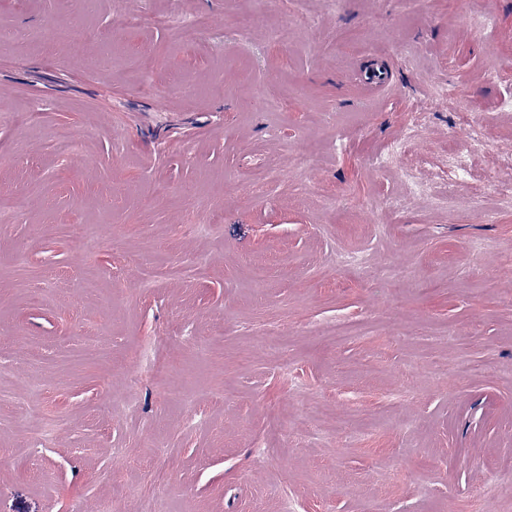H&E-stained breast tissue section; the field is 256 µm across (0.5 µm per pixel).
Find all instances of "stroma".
<instances>
[{
	"label": "stroma",
	"mask_w": 512,
	"mask_h": 512,
	"mask_svg": "<svg viewBox=\"0 0 512 512\" xmlns=\"http://www.w3.org/2000/svg\"><path fill=\"white\" fill-rule=\"evenodd\" d=\"M0 30V512H512V0H0ZM147 22L156 27H164L176 31L178 37L184 41L192 39L199 31L210 26V19L204 17L193 18L187 24L183 25H176L171 15L151 16Z\"/></svg>",
	"instance_id": "obj_1"
}]
</instances>
